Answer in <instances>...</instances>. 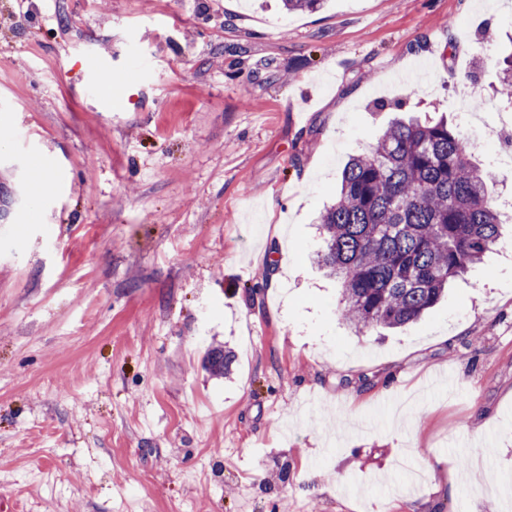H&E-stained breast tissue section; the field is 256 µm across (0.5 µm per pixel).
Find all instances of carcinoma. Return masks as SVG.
I'll return each instance as SVG.
<instances>
[{
    "mask_svg": "<svg viewBox=\"0 0 512 512\" xmlns=\"http://www.w3.org/2000/svg\"><path fill=\"white\" fill-rule=\"evenodd\" d=\"M325 0H284L316 12ZM318 263L342 285L353 327L401 328L435 306L448 283L503 243L498 206L458 127L441 117L391 123L351 158L336 202L320 215ZM230 355L216 348L209 370Z\"/></svg>",
    "mask_w": 512,
    "mask_h": 512,
    "instance_id": "cac0c4a2",
    "label": "carcinoma"
}]
</instances>
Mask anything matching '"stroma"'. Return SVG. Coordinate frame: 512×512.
Returning a JSON list of instances; mask_svg holds the SVG:
<instances>
[{
  "instance_id": "35a3bbf8",
  "label": "stroma",
  "mask_w": 512,
  "mask_h": 512,
  "mask_svg": "<svg viewBox=\"0 0 512 512\" xmlns=\"http://www.w3.org/2000/svg\"><path fill=\"white\" fill-rule=\"evenodd\" d=\"M511 39L512 0H0V503L512 512V250L363 334L316 260L399 102L482 100L512 195Z\"/></svg>"
}]
</instances>
